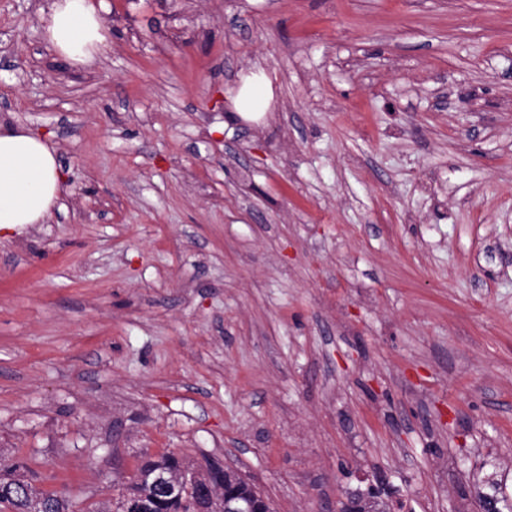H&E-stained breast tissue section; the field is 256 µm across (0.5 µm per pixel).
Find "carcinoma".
Segmentation results:
<instances>
[{"mask_svg":"<svg viewBox=\"0 0 512 512\" xmlns=\"http://www.w3.org/2000/svg\"><path fill=\"white\" fill-rule=\"evenodd\" d=\"M187 469L184 459L172 452L153 455L144 449L139 454L136 474L121 493L117 505L132 504L135 512H195L198 503L194 495L183 490L172 495L161 493L155 484L160 471L180 474ZM38 472L30 469L17 455H0V509L12 512H72L71 504L58 491H41L35 483L40 481ZM361 502V512H389L379 494L356 493Z\"/></svg>","mask_w":512,"mask_h":512,"instance_id":"obj_1","label":"carcinoma"}]
</instances>
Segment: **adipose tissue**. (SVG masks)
<instances>
[{
    "label": "adipose tissue",
    "mask_w": 512,
    "mask_h": 512,
    "mask_svg": "<svg viewBox=\"0 0 512 512\" xmlns=\"http://www.w3.org/2000/svg\"><path fill=\"white\" fill-rule=\"evenodd\" d=\"M105 0H52L42 17L45 42L71 65H90L107 42L102 21ZM273 99L265 73L243 76L231 103L236 112L266 111ZM60 166L54 149L29 129L0 130V231L41 224L61 192Z\"/></svg>",
    "instance_id": "ef3b65f1"
}]
</instances>
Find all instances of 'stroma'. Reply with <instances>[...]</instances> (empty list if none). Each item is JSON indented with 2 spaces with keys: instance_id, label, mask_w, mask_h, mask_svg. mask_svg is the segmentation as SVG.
Wrapping results in <instances>:
<instances>
[{
  "instance_id": "stroma-1",
  "label": "stroma",
  "mask_w": 512,
  "mask_h": 512,
  "mask_svg": "<svg viewBox=\"0 0 512 512\" xmlns=\"http://www.w3.org/2000/svg\"><path fill=\"white\" fill-rule=\"evenodd\" d=\"M50 3L0 0V128L65 187L0 231V451L75 512L142 448L273 512L512 499V0H107L88 67ZM230 99L235 112L245 117L252 112H265L273 99L271 80L264 72L243 76L241 86Z\"/></svg>"
}]
</instances>
